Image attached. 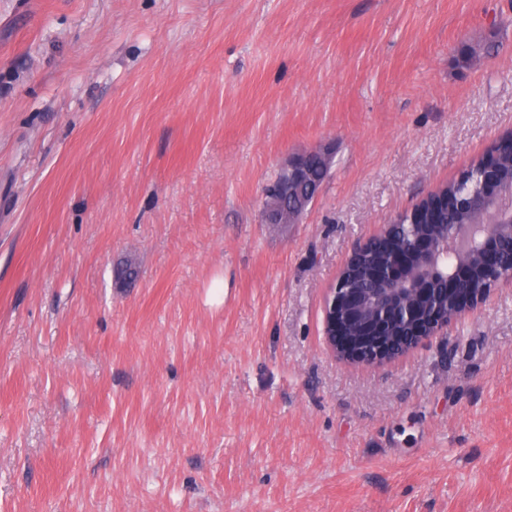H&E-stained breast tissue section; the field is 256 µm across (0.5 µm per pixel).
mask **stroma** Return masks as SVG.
I'll list each match as a JSON object with an SVG mask.
<instances>
[{
	"instance_id": "stroma-1",
	"label": "stroma",
	"mask_w": 512,
	"mask_h": 512,
	"mask_svg": "<svg viewBox=\"0 0 512 512\" xmlns=\"http://www.w3.org/2000/svg\"><path fill=\"white\" fill-rule=\"evenodd\" d=\"M509 132L512 0H0V512H512V287L380 367L322 311ZM493 49L491 42H486L483 45H472L470 43H462L455 50V54L453 56L454 67L457 70H468L470 68L467 66V63L475 57H480L481 54L490 53ZM335 153L331 144L289 153L280 163L275 181L263 186L260 222L273 226L302 223L320 193L319 185L328 176ZM305 184H309L306 191ZM283 196L293 200L289 209H282L279 204ZM269 198L274 202L267 203Z\"/></svg>"
}]
</instances>
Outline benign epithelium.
Instances as JSON below:
<instances>
[{"instance_id": "7a95c632", "label": "benign epithelium", "mask_w": 512, "mask_h": 512, "mask_svg": "<svg viewBox=\"0 0 512 512\" xmlns=\"http://www.w3.org/2000/svg\"><path fill=\"white\" fill-rule=\"evenodd\" d=\"M334 157L331 144L288 154L275 181L263 186L260 222L302 223ZM472 208L481 217L494 212L496 222L450 224L440 232L414 224L407 241L400 222L413 214L399 213L378 235L353 247L323 300L324 336L333 356L384 365L477 310L496 288L512 284V188L486 190ZM372 245L390 255L389 263L366 264ZM441 290L448 293L446 309ZM338 308L344 311L339 329Z\"/></svg>"}]
</instances>
